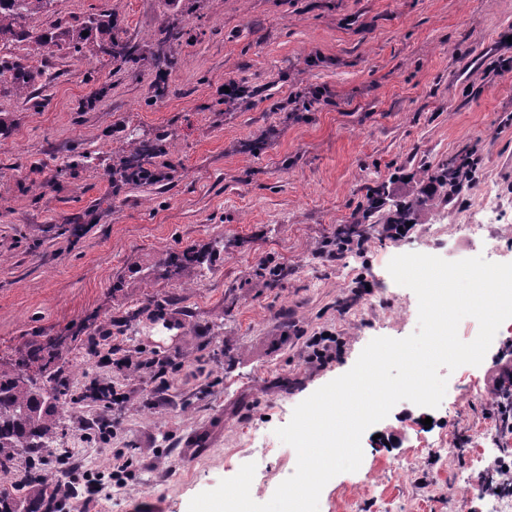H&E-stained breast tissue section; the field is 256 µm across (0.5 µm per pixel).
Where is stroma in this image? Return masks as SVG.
I'll use <instances>...</instances> for the list:
<instances>
[{"mask_svg": "<svg viewBox=\"0 0 512 512\" xmlns=\"http://www.w3.org/2000/svg\"><path fill=\"white\" fill-rule=\"evenodd\" d=\"M104 11L137 46L133 60L64 44L30 98L0 87V356L69 336L72 393L97 379L126 396L118 411L85 396L61 427L57 447L101 483L73 512H188L249 462L263 503L296 467L275 434L294 408L373 338L416 330L417 297L389 261L512 244V0H54L21 24L44 32ZM172 25L184 30L173 43ZM228 79L248 97L225 102ZM317 89L324 102L302 108ZM163 140L173 150L151 163L164 182L113 194L127 144L151 151ZM470 155L477 179L421 211L405 237L372 232L362 249L323 254L372 189L403 198L395 171L423 186L420 167ZM488 183L506 201L500 214L481 208ZM187 248L201 266L163 275L160 260ZM273 268L283 271L275 283ZM362 278L373 288L358 296ZM149 292L163 307L145 303ZM325 330L339 338L337 358L305 363ZM107 334L118 354L141 352L153 366L133 375L98 357L90 342ZM510 354L504 325L480 365L448 373L433 411L441 457L418 445L420 406L399 402L380 425L385 450L332 478L320 512H493L489 463L512 448V432L492 383ZM114 414L120 425L100 436ZM489 425L479 462L468 444ZM117 455L132 460L131 478L112 476Z\"/></svg>", "mask_w": 512, "mask_h": 512, "instance_id": "1", "label": "stroma"}]
</instances>
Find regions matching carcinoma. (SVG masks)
Wrapping results in <instances>:
<instances>
[{"label":"carcinoma","instance_id":"obj_1","mask_svg":"<svg viewBox=\"0 0 512 512\" xmlns=\"http://www.w3.org/2000/svg\"><path fill=\"white\" fill-rule=\"evenodd\" d=\"M52 0H0V45L9 42H32L42 48L68 44L79 52L83 45L99 36H108L101 44V51L115 59H128L135 47L112 35L115 24L112 14H99L89 18L83 26L74 28L57 24L47 34L33 35L26 31L20 20L28 14L46 12ZM88 35H82V32ZM39 68L29 63V58L0 55V85H10L23 97L36 77ZM149 161L132 150L123 160L119 178L112 181V193L125 186H154L161 176L148 167ZM376 199L365 213L367 224H353L344 229L348 238L367 236L379 224L388 206L385 189L376 191ZM432 199L414 190L408 199L397 204V223L403 224L414 212L431 205ZM200 262L199 255L191 248L171 254L166 262V272L177 275L186 266ZM63 342H45L19 348L6 357L0 356V470L8 469L19 460L24 461L28 473L27 483L41 472L42 453L56 441L61 423L68 417V383L62 378ZM51 500L39 493L19 496V489L0 487V512H53Z\"/></svg>","mask_w":512,"mask_h":512}]
</instances>
